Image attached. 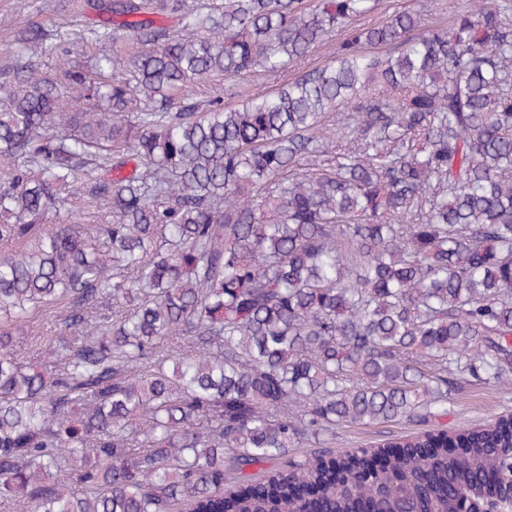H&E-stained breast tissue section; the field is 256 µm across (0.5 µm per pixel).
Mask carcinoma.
<instances>
[{"label": "carcinoma", "mask_w": 512, "mask_h": 512, "mask_svg": "<svg viewBox=\"0 0 512 512\" xmlns=\"http://www.w3.org/2000/svg\"><path fill=\"white\" fill-rule=\"evenodd\" d=\"M417 4L363 26L378 0H68L96 14L81 40L101 53L54 71L27 53L67 55L68 34L16 31L0 70L1 500L458 512L495 495L512 510V417L288 459L347 423L445 415L469 377H512V0L446 25ZM39 312L58 329L37 367L15 342ZM273 459L224 488L225 462L245 482Z\"/></svg>", "instance_id": "carcinoma-1"}]
</instances>
